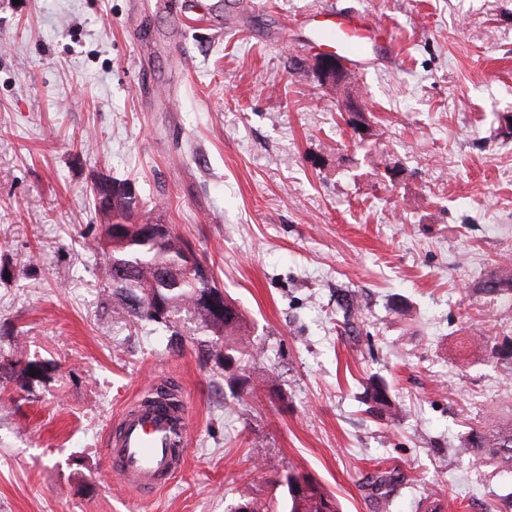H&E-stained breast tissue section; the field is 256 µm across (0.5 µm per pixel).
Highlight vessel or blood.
Segmentation results:
<instances>
[{
  "mask_svg": "<svg viewBox=\"0 0 512 512\" xmlns=\"http://www.w3.org/2000/svg\"><path fill=\"white\" fill-rule=\"evenodd\" d=\"M317 37L346 64L360 66L374 37L361 16L337 15ZM163 383L143 391L124 407L107 437L112 472L139 499L154 497L182 470L190 444L189 409L184 397L159 398Z\"/></svg>",
  "mask_w": 512,
  "mask_h": 512,
  "instance_id": "1",
  "label": "vessel or blood"
}]
</instances>
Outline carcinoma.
<instances>
[{"mask_svg": "<svg viewBox=\"0 0 512 512\" xmlns=\"http://www.w3.org/2000/svg\"><path fill=\"white\" fill-rule=\"evenodd\" d=\"M93 198L104 228L95 249L103 257V277L112 287V294L118 296L115 314L135 317L155 331L170 333L172 338L179 335L175 328L183 326L182 319L191 315L196 317L193 343L200 358L221 363L226 354L257 357L242 342L244 318L235 302L224 299V308L218 313L207 303L221 289L190 242L174 233L169 224L157 225V232L149 236L134 230L137 197L132 193H121L111 202L103 194L95 193ZM162 269L169 275L157 276ZM158 301L168 307L169 316L164 319L151 311ZM482 341L492 359L512 369V336H484ZM25 358L27 355L17 349L10 366L1 365L0 369L9 370L18 386L28 391L50 378L52 364L28 359L25 367H19ZM31 370L37 371V376H29ZM366 402L373 410L391 408L385 383L370 381ZM461 448L479 462L489 461L500 471L512 472V419L471 429L461 441ZM399 479L395 471L379 476L375 480L378 498H388ZM280 485L283 493L277 512H341L336 496L310 474L288 471L281 475Z\"/></svg>", "mask_w": 512, "mask_h": 512, "instance_id": "obj_1", "label": "carcinoma"}]
</instances>
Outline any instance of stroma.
Instances as JSON below:
<instances>
[{"label": "stroma", "mask_w": 512, "mask_h": 512, "mask_svg": "<svg viewBox=\"0 0 512 512\" xmlns=\"http://www.w3.org/2000/svg\"><path fill=\"white\" fill-rule=\"evenodd\" d=\"M325 8L392 46L344 91L314 72ZM109 179L211 267L257 359L224 368L113 313L90 248ZM508 253L512 0H0V363L55 365L28 392L0 375V512H230L291 469L343 512H373L365 484L393 469L386 512H423L429 489L442 512H491L512 474L458 447L512 414L477 342L512 335V304L481 290ZM372 376L388 412L368 409ZM156 377L182 388L192 437L143 501L104 436Z\"/></svg>", "instance_id": "35a3bbf8"}]
</instances>
